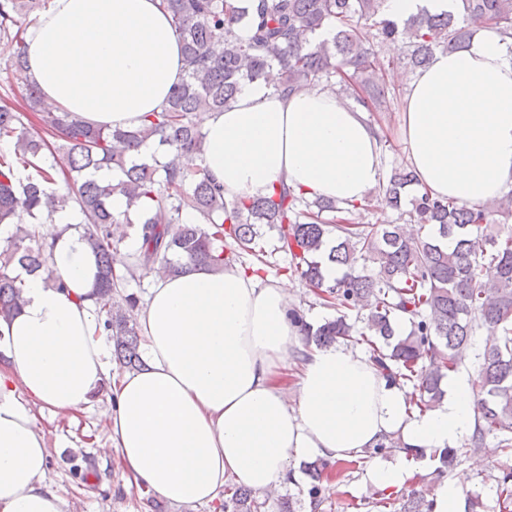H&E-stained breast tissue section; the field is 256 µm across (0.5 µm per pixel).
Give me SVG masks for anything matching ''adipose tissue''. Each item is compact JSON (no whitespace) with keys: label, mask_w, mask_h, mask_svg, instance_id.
Returning a JSON list of instances; mask_svg holds the SVG:
<instances>
[{"label":"adipose tissue","mask_w":512,"mask_h":512,"mask_svg":"<svg viewBox=\"0 0 512 512\" xmlns=\"http://www.w3.org/2000/svg\"><path fill=\"white\" fill-rule=\"evenodd\" d=\"M25 75L44 102L98 126L133 129L184 75L162 0H50L25 30ZM278 72L241 86L198 121L195 164L226 197L283 183L309 198L364 200L383 181L382 132L335 94H283ZM401 133L420 190L467 204L512 190V51L485 27L469 48L435 52L406 83ZM71 210L41 226L52 277L20 273L22 305L0 318V512H73L46 482L48 450L29 403L59 415L108 388L110 439L130 480L177 504L204 505L233 482L259 494L297 479L318 456H362L388 436L409 448L452 446L475 419L469 384L421 417L413 388L388 381L344 346L309 347L295 384L282 381L299 332L291 282L234 263L154 275L137 312L144 365L112 370L94 311L93 252Z\"/></svg>","instance_id":"1"}]
</instances>
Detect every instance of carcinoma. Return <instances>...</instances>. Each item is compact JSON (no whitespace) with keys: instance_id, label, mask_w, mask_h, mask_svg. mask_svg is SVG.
Returning <instances> with one entry per match:
<instances>
[{"instance_id":"carcinoma-1","label":"carcinoma","mask_w":512,"mask_h":512,"mask_svg":"<svg viewBox=\"0 0 512 512\" xmlns=\"http://www.w3.org/2000/svg\"><path fill=\"white\" fill-rule=\"evenodd\" d=\"M182 43L186 74L159 112L144 116L135 130L94 126L70 113L44 106L39 89L28 83L21 102H0V138L14 140V157L0 158V224L13 233L0 249V317L18 308L20 285L15 267L29 273L48 269L50 254L39 243V217L74 203L86 225L83 234L93 250L97 273L94 292L109 297L125 278L141 267L155 266L163 275L189 268H222L233 262L224 255V241L269 264L261 226L279 231L277 250L288 254L280 271L299 276L338 316L315 326L295 312L303 346L328 348L340 341L366 345L369 359L386 378L417 384L419 398L410 409L426 412L439 404L442 382L453 375L471 336L486 329L494 342L479 357L471 382L477 393V414L470 439L479 447L486 436L500 438L512 452V233L487 235L490 217L512 211V192L501 200L461 204L430 196L417 188V177L405 162L395 164L375 190L397 214L382 229L357 221L366 202L345 207L325 198L309 199L284 185L264 197H224V186L191 165L202 151L197 122L202 110L223 111L245 82L281 71V88L323 87L344 106L365 112H386L399 104L381 81L383 72L402 64L414 72L425 67L437 50L468 48L473 27L496 29L512 40V0H456L442 14L421 11L404 20L383 11L384 0H162ZM48 0H0V39L23 41L30 16ZM252 35L243 40L237 26ZM330 27L332 40L316 43L312 36ZM389 44L398 57L383 58ZM31 168L17 182L14 169ZM104 168L118 178L102 183L94 174ZM60 171L72 185L65 195L49 193L45 183ZM127 200V209L112 212V196ZM196 211L199 224L181 220ZM136 225L140 248L134 261L118 256L113 226ZM406 224H428L429 232L414 236ZM342 268V276L325 280L323 262ZM376 265L372 274L360 263ZM367 311L365 326L348 322V312ZM408 319L401 334L397 321ZM103 328L121 366L142 365L141 338L135 323L118 308L106 311ZM437 475L454 468V448L435 449ZM503 512H512V470L496 478ZM265 503L252 492L235 489L224 500V512H261ZM432 502L413 493L400 512H431Z\"/></svg>"}]
</instances>
